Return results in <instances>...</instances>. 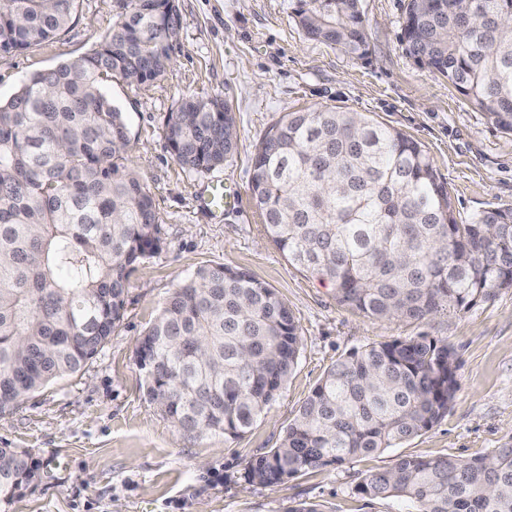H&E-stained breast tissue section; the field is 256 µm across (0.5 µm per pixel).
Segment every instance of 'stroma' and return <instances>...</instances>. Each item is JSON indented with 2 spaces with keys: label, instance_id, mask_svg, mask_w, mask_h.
<instances>
[{
  "label": "stroma",
  "instance_id": "stroma-1",
  "mask_svg": "<svg viewBox=\"0 0 512 512\" xmlns=\"http://www.w3.org/2000/svg\"><path fill=\"white\" fill-rule=\"evenodd\" d=\"M180 26L165 75L144 92L111 83L127 116L128 165L150 191L161 249L131 275L111 340L77 374L54 381L0 415V448L28 452L35 477L0 512H411L400 499H369L362 472L401 455L470 457L512 443V288L471 309L375 321L339 305L330 285L291 265L269 242L249 190L251 157L284 113L334 107L360 112L418 141L461 217L512 207V135L497 130L446 78L399 44L407 0H360L369 54L358 59L306 38L294 0H177ZM113 0H80L64 35L26 53L0 54V100L31 74L88 52L113 22ZM219 96L236 117L237 147L204 174L184 170L162 136L183 95ZM221 184L238 196L215 216L199 205ZM247 271L287 302L300 327L297 365L282 396L242 438L177 431L149 401L135 362L139 339L197 266ZM453 346L460 387L431 430L369 458L311 470L275 487L244 477L246 459L278 445L325 371L349 351L399 337Z\"/></svg>",
  "mask_w": 512,
  "mask_h": 512
}]
</instances>
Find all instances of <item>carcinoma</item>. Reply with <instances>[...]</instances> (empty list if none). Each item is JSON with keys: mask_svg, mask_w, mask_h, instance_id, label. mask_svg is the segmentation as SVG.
<instances>
[{"mask_svg": "<svg viewBox=\"0 0 512 512\" xmlns=\"http://www.w3.org/2000/svg\"><path fill=\"white\" fill-rule=\"evenodd\" d=\"M79 0H0V53L66 32ZM90 52L27 77L0 101V414L80 371L124 317L132 272L160 250L158 213L128 167L129 127L106 84L148 90L164 76L176 0H115ZM304 35L369 53L359 0H296ZM399 42L512 134V0H408ZM163 137L186 170L224 165L237 145L218 96L186 95ZM250 190L267 238L338 304L376 320L471 308L512 288V207L457 215L423 146L366 115L288 112L252 157ZM301 333L286 302L228 264L202 266L169 297L136 348L147 395L179 430L237 439L286 389ZM452 346L426 336L350 351L325 373L280 443L245 478L274 487L370 457L432 429L459 388ZM34 475L0 448V499ZM356 492L415 512H512V445L467 458L402 456Z\"/></svg>", "mask_w": 512, "mask_h": 512, "instance_id": "1", "label": "carcinoma"}]
</instances>
